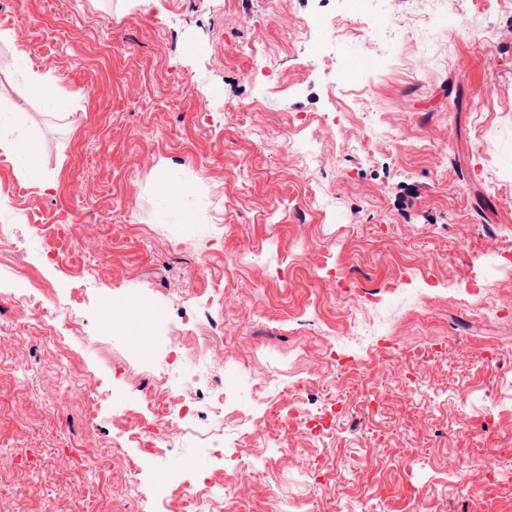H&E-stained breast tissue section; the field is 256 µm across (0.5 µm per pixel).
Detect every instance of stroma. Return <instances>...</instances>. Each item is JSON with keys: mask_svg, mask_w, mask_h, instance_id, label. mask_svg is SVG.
<instances>
[{"mask_svg": "<svg viewBox=\"0 0 512 512\" xmlns=\"http://www.w3.org/2000/svg\"><path fill=\"white\" fill-rule=\"evenodd\" d=\"M432 10L361 0L358 39L335 33L347 0H0V31L25 29L0 39V138L37 139L48 180L0 149V225L24 241L0 254V278L24 269L56 313L20 317L0 288V512H180L167 480L222 481L233 462L211 432L234 439L242 413L288 442L249 486L251 512H486L466 491L473 468L448 461L470 446L512 469V318L484 310L512 294V268L485 264L512 258V7L465 0L432 40L394 36ZM305 20L308 38L288 42ZM30 68L73 95L68 111L26 94ZM111 302L157 320L106 324ZM353 315L385 322L407 359L374 373L386 398L368 423L371 388L347 385L339 429L315 447L269 402L301 380L321 405L337 378L325 348ZM441 343L449 356L412 359ZM174 350L187 359L168 386L195 417L145 458L123 418L148 413ZM229 354L219 424L194 376ZM311 454L330 482L307 484Z\"/></svg>", "mask_w": 512, "mask_h": 512, "instance_id": "1", "label": "stroma"}]
</instances>
